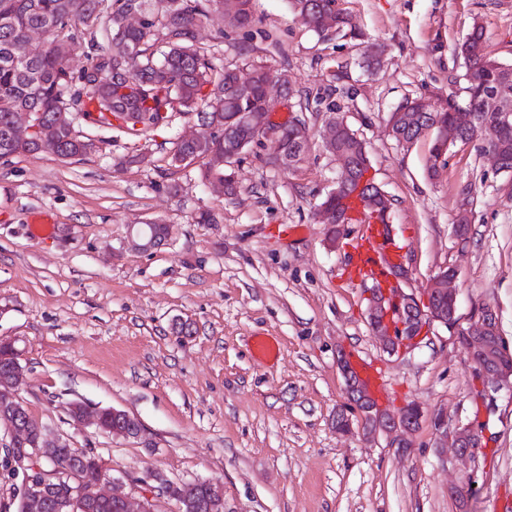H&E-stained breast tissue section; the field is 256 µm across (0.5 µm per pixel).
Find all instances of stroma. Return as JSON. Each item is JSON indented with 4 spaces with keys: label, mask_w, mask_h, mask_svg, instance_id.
<instances>
[{
    "label": "stroma",
    "mask_w": 512,
    "mask_h": 512,
    "mask_svg": "<svg viewBox=\"0 0 512 512\" xmlns=\"http://www.w3.org/2000/svg\"><path fill=\"white\" fill-rule=\"evenodd\" d=\"M366 40L385 48L370 70L357 40L323 35L286 0H253L256 23L204 19L197 45L216 65L249 72L267 65L291 85L290 119L305 95L340 79L339 115L369 151L371 173L393 202L390 224L421 290L440 268L457 274L456 315L468 324L483 306L512 344V173L495 169L481 141L452 146L429 180L431 135L397 143L388 118L405 97L432 106L467 100L455 46L481 26L491 57L512 64V0H338ZM309 149L295 167L269 164L259 140L235 166L229 196L198 166L170 158L192 117L173 114L154 136L90 129L100 149L63 160L43 152L0 160V338L15 339L18 395L53 434L99 457L114 476L151 471L175 482L206 480L224 493V512H512V391L481 395L467 351L434 327L416 348L382 351L365 319L368 279L350 278L349 256L365 233L327 244L319 204L341 165L319 136L328 115H300ZM146 154L143 163L129 156ZM214 221L199 223L200 212ZM51 234L34 235L35 215ZM471 224L467 240L453 226ZM170 227L143 252L131 225ZM274 338L278 359L261 362L254 338ZM376 370L380 406L418 405L423 416L405 454L385 437L365 440L348 408L338 354ZM137 416L139 439L76 426L69 402ZM353 432L337 433V411ZM449 427L484 429L486 445L461 463L436 444L435 414ZM473 479L460 502L455 485Z\"/></svg>",
    "instance_id": "1"
}]
</instances>
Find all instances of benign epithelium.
<instances>
[{
  "instance_id": "obj_1",
  "label": "benign epithelium",
  "mask_w": 512,
  "mask_h": 512,
  "mask_svg": "<svg viewBox=\"0 0 512 512\" xmlns=\"http://www.w3.org/2000/svg\"><path fill=\"white\" fill-rule=\"evenodd\" d=\"M252 92V76L239 78L227 92V97L243 99ZM17 126L21 131L32 136L43 149H49L55 142V130L47 126L41 116L24 112L17 116ZM348 128L341 119L333 118L326 122L321 131V139L328 150L341 162L349 161L352 148L340 142V133ZM259 132L263 138L272 142L276 153L282 143L280 129L269 122H262ZM439 147L437 161H442L447 148L456 144L459 138L453 128H442L436 137ZM168 225L156 227L154 224H138L132 227L131 241L135 248L148 251L162 244L168 237ZM409 279L408 268L403 267L391 275L388 287L373 288L367 297V322L372 334L379 341L383 351L390 355L399 354L413 346L421 339L426 328L433 324L448 329L453 340L467 348L472 355L471 362L479 374V381L484 391L498 392L503 388H512V378L497 368L498 361L512 355L508 344L492 338L496 312L490 306L482 307L467 326L462 327L456 318V290L452 283L456 273L446 268L440 269L430 279L427 288L416 294L402 287ZM339 369L345 380V394L349 406L361 413V425L365 434L378 431L389 436V447L407 448L406 436L417 428L422 412L415 406H406L395 412H386L374 403L364 381L354 372L345 357L339 358ZM12 415L0 414V424L11 434V442L5 448L6 459L15 473L23 474L21 485L16 492L17 512H44L47 487L50 474L43 471L39 462L44 457L37 445L27 448L21 443L24 432L15 417L26 409L16 392H11ZM79 418L76 424L93 426L114 438H137L142 434V424L138 418L118 408L89 410L83 403L75 407ZM437 444L440 448L451 447L461 460H471L478 450L485 445L483 432L470 425L455 428L453 438H448V428L444 426L442 416L434 417ZM71 480L70 494L56 507V512H86L89 506L103 497H115L123 512H157L155 502L159 499L174 501L172 489L163 477L149 473L144 482L152 481L150 493L135 499L126 491L123 479L101 469L98 483L87 487L80 476L65 469Z\"/></svg>"
}]
</instances>
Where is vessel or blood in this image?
Instances as JSON below:
<instances>
[{
	"label": "vessel or blood",
	"mask_w": 512,
	"mask_h": 512,
	"mask_svg": "<svg viewBox=\"0 0 512 512\" xmlns=\"http://www.w3.org/2000/svg\"><path fill=\"white\" fill-rule=\"evenodd\" d=\"M399 252L400 248L387 226L377 219H370L361 246L353 251L350 274L357 279L369 278L378 285H385L387 271L391 265L396 264Z\"/></svg>",
	"instance_id": "vessel-or-blood-1"
}]
</instances>
